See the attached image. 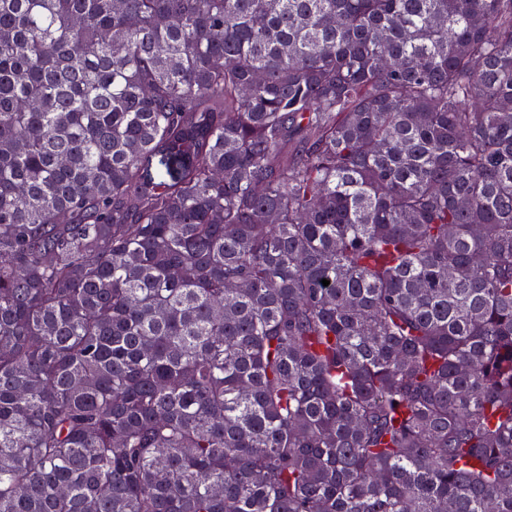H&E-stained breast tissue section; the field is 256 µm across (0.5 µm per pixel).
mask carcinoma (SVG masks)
I'll return each instance as SVG.
<instances>
[{
  "mask_svg": "<svg viewBox=\"0 0 512 512\" xmlns=\"http://www.w3.org/2000/svg\"><path fill=\"white\" fill-rule=\"evenodd\" d=\"M0 512H512V0H0Z\"/></svg>",
  "mask_w": 512,
  "mask_h": 512,
  "instance_id": "1",
  "label": "carcinoma"
}]
</instances>
